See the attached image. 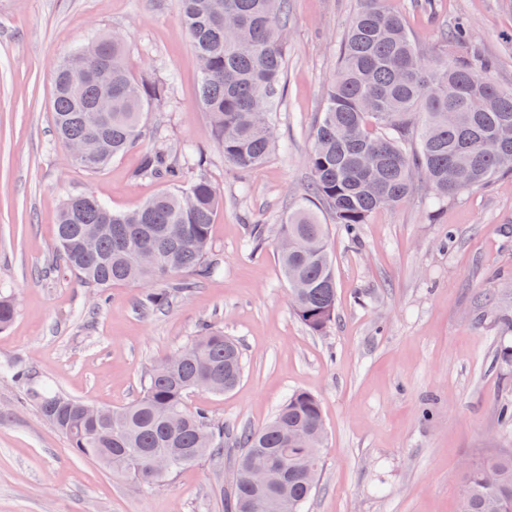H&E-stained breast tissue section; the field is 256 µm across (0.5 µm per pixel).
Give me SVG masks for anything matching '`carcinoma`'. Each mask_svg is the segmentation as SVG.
Returning <instances> with one entry per match:
<instances>
[{"mask_svg": "<svg viewBox=\"0 0 512 512\" xmlns=\"http://www.w3.org/2000/svg\"><path fill=\"white\" fill-rule=\"evenodd\" d=\"M186 30L200 70L199 105L211 142L224 162L242 170L261 165L276 142L273 108L286 68L284 31L288 0H180ZM87 70L112 76L113 107L96 111L105 87ZM169 98V83L129 66L127 39L102 35L58 65L51 99L53 123L64 144L99 138L102 151L90 162L95 172L141 139L152 141L138 176L166 188L133 212L114 211L98 197H66L55 227L63 269L86 288L101 292L125 283L144 288L140 307L160 313L202 280L223 271L212 253L210 229L220 197L205 178L186 180L202 157L188 145H172L145 120ZM512 127V88L491 80L488 64L475 58L426 57L403 20L382 9L381 0H361L341 47L336 73L327 83L326 104L315 124L308 154L310 191L334 223L354 235L377 210L399 204L427 184L438 203L512 175V137L496 152H482L478 137H496ZM328 225L306 206L288 213L278 239L295 314L312 332H323L336 314V280L326 242ZM159 261L147 266L141 247ZM188 274L191 279L180 278ZM165 278L170 282L156 287ZM16 315V304L0 295V330ZM244 373L239 343L224 331L201 324L195 336L152 367L141 396L96 416L87 403L30 386L29 374L7 366L3 374L28 386L30 400L69 440L74 452L153 485L203 459L224 457V423L202 406L188 405L195 383L208 378L213 394L233 389ZM324 427L320 401L295 391L266 425L236 434L241 448L230 494L231 512H304L317 489L323 442L292 446L293 436ZM264 450L288 472L285 487L260 490L241 479L247 456ZM168 453V474H153L145 456ZM460 512H512V456H494L466 468Z\"/></svg>", "mask_w": 512, "mask_h": 512, "instance_id": "cac0c4a2", "label": "carcinoma"}]
</instances>
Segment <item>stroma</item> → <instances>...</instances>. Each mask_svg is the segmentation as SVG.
<instances>
[{
	"mask_svg": "<svg viewBox=\"0 0 512 512\" xmlns=\"http://www.w3.org/2000/svg\"><path fill=\"white\" fill-rule=\"evenodd\" d=\"M359 0H289L285 89L275 112L278 144L261 167L226 165L198 105L199 63L179 0H0V290L17 314L0 332V364L26 368L49 386L100 406L122 407L143 390L144 372L176 351L201 322L237 339L245 369L222 395L193 393L225 426L259 427L296 390L316 396L326 441L323 470L305 512H458L465 465L512 452V426L497 409L512 402V177L468 191L433 210L415 194L374 213L356 237L329 224L336 315L321 333L295 315L274 238L256 252L250 224L276 226L312 204L306 158L327 80ZM415 40L449 43L490 65L512 87V0H384ZM126 34L138 74L171 81L163 127L191 143L221 192L212 247L223 274L204 280L165 312L140 310L139 286L102 296L52 270L63 200L87 192L128 211L157 194L137 178L140 141L105 169L73 165L51 112L54 66L98 35ZM239 448L222 461L185 467L151 488L72 452L67 439L0 376V512H225Z\"/></svg>",
	"mask_w": 512,
	"mask_h": 512,
	"instance_id": "35a3bbf8",
	"label": "stroma"
}]
</instances>
